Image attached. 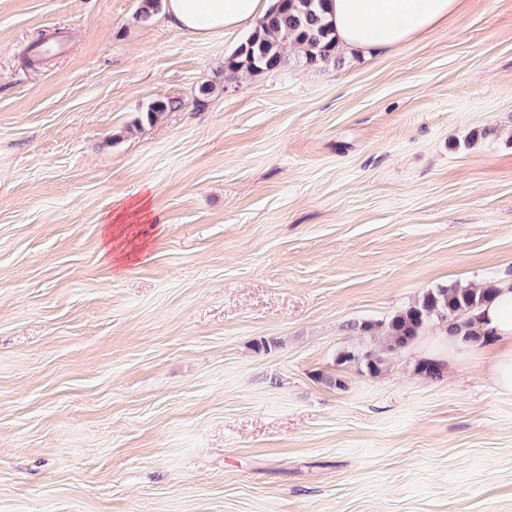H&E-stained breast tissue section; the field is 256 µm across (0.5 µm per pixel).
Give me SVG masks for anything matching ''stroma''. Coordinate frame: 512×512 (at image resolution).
Here are the masks:
<instances>
[{"label": "stroma", "instance_id": "1", "mask_svg": "<svg viewBox=\"0 0 512 512\" xmlns=\"http://www.w3.org/2000/svg\"><path fill=\"white\" fill-rule=\"evenodd\" d=\"M139 7L0 0V512H512L492 348L337 362L512 278V0L245 80Z\"/></svg>", "mask_w": 512, "mask_h": 512}]
</instances>
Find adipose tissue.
Instances as JSON below:
<instances>
[{"label":"adipose tissue","mask_w":512,"mask_h":512,"mask_svg":"<svg viewBox=\"0 0 512 512\" xmlns=\"http://www.w3.org/2000/svg\"><path fill=\"white\" fill-rule=\"evenodd\" d=\"M278 0H164L177 29L203 39L254 25L274 11ZM464 0H324L337 47L371 58L392 53L461 13ZM498 293L482 308L477 330L490 346H507L493 364L496 385L512 391V279L497 283Z\"/></svg>","instance_id":"ef3b65f1"}]
</instances>
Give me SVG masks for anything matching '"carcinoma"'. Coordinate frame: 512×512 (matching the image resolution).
<instances>
[{
  "label": "carcinoma",
  "mask_w": 512,
  "mask_h": 512,
  "mask_svg": "<svg viewBox=\"0 0 512 512\" xmlns=\"http://www.w3.org/2000/svg\"><path fill=\"white\" fill-rule=\"evenodd\" d=\"M323 0H279L276 11L260 19L251 35L224 60V70L241 76L281 68L285 62V46L298 49L296 62L317 66L335 54L332 25L320 12ZM496 293V284L481 288L438 286L425 291L417 300L402 308L385 322L363 321L354 325L360 335L367 336L375 347L361 351H342L340 364H354L366 373L379 375L386 354L407 349L426 335L432 325L465 341L480 342L471 326L479 319V311ZM446 363L423 358L417 373L439 378Z\"/></svg>",
  "instance_id": "cac0c4a2"
}]
</instances>
